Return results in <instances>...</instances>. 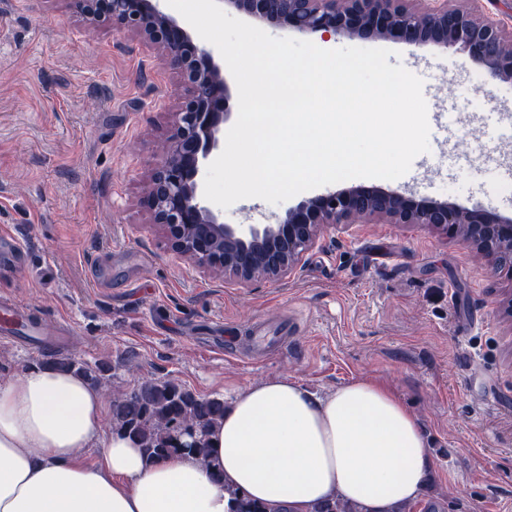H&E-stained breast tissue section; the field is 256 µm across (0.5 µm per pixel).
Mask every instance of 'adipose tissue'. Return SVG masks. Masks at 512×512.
Listing matches in <instances>:
<instances>
[{
  "label": "adipose tissue",
  "mask_w": 512,
  "mask_h": 512,
  "mask_svg": "<svg viewBox=\"0 0 512 512\" xmlns=\"http://www.w3.org/2000/svg\"><path fill=\"white\" fill-rule=\"evenodd\" d=\"M104 409V394L51 368L0 384V512H230L234 490L290 512L336 498L399 512L432 468L421 424L367 377L324 396L285 378L235 389L209 466L184 452L147 460L103 431Z\"/></svg>",
  "instance_id": "obj_1"
}]
</instances>
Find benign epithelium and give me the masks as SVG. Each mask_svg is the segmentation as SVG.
<instances>
[{
	"label": "benign epithelium",
	"instance_id": "benign-epithelium-1",
	"mask_svg": "<svg viewBox=\"0 0 512 512\" xmlns=\"http://www.w3.org/2000/svg\"><path fill=\"white\" fill-rule=\"evenodd\" d=\"M92 21L110 19L142 34L162 50L166 65L186 80L185 101L154 166L147 193L152 221L172 252L203 271L224 267L238 284L290 275L325 226L348 229L360 218L422 224L473 245L512 279V217L420 198L379 186H350L305 198L273 224H226L206 202L203 179L224 141L234 79L222 55L164 11V0H77ZM413 0H222L252 23H270L290 34L383 40L414 47L458 46L485 79L512 82V35L494 17L450 8L448 0L418 9ZM224 242L216 248L213 243Z\"/></svg>",
	"mask_w": 512,
	"mask_h": 512
}]
</instances>
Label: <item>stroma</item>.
I'll use <instances>...</instances> for the list:
<instances>
[{"label": "stroma", "mask_w": 512, "mask_h": 512, "mask_svg": "<svg viewBox=\"0 0 512 512\" xmlns=\"http://www.w3.org/2000/svg\"><path fill=\"white\" fill-rule=\"evenodd\" d=\"M446 110L448 138L387 188L512 215V84L484 82L458 47L386 42ZM180 75L161 50L74 0H0V299L64 322L42 348L0 337V384L47 356L107 363L106 397L143 379L200 396L271 378L320 394L367 376L422 424L433 471L411 512H512V280L458 239L418 224L324 228L287 278L240 285L174 257L143 204ZM285 205L243 199L228 224H269ZM284 321L261 356L247 330Z\"/></svg>", "instance_id": "35a3bbf8"}]
</instances>
